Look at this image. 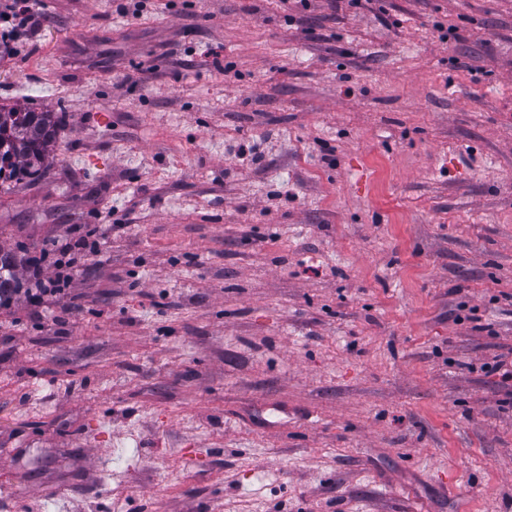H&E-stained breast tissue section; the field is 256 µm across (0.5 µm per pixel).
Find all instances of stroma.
I'll return each mask as SVG.
<instances>
[{"label":"stroma","mask_w":512,"mask_h":512,"mask_svg":"<svg viewBox=\"0 0 512 512\" xmlns=\"http://www.w3.org/2000/svg\"><path fill=\"white\" fill-rule=\"evenodd\" d=\"M36 9L0 250L101 252L0 309V512H512V0ZM63 120L59 112L0 107V150L9 155L7 164L0 165L1 186L4 179L18 182L42 172ZM509 355L511 358L512 348L509 349L507 354L495 356L492 362L484 363L483 368L489 372L499 374V386L505 391L506 395L511 396L512 400V359H510V362L508 361Z\"/></svg>","instance_id":"1"}]
</instances>
